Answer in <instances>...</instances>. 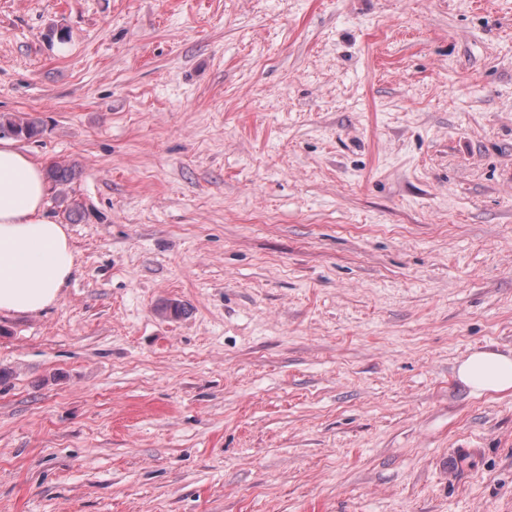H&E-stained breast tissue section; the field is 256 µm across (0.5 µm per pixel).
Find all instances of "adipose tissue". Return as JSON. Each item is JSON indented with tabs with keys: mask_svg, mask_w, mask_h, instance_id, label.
<instances>
[{
	"mask_svg": "<svg viewBox=\"0 0 512 512\" xmlns=\"http://www.w3.org/2000/svg\"><path fill=\"white\" fill-rule=\"evenodd\" d=\"M49 190L43 164L0 139V314L44 311L76 269L64 226L46 214ZM457 378L479 395L512 391V354L473 351Z\"/></svg>",
	"mask_w": 512,
	"mask_h": 512,
	"instance_id": "1",
	"label": "adipose tissue"
}]
</instances>
